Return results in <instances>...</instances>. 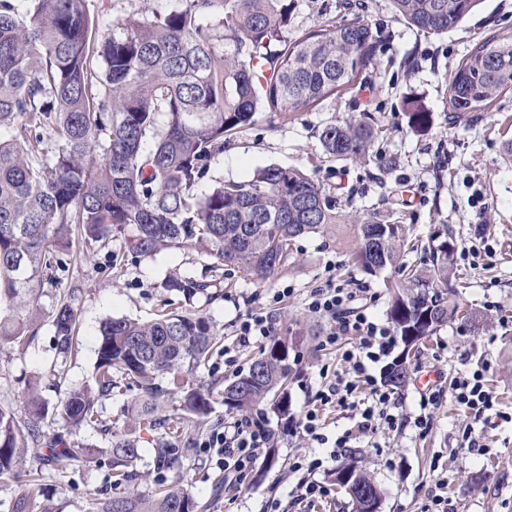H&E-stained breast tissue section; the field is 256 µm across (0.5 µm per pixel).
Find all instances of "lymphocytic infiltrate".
Wrapping results in <instances>:
<instances>
[{"label": "lymphocytic infiltrate", "mask_w": 512, "mask_h": 512, "mask_svg": "<svg viewBox=\"0 0 512 512\" xmlns=\"http://www.w3.org/2000/svg\"><path fill=\"white\" fill-rule=\"evenodd\" d=\"M308 310L321 317L338 318L339 327L326 334L323 343L336 345L341 335L353 334L358 337L357 347L344 349L343 370L329 372L328 368L319 371L322 379L319 399L321 405L335 404L342 408L354 409V425L336 438H328L323 432V423L318 408L308 409L300 423L306 436L318 445L331 446L339 450L359 435L378 430L380 425L394 427L396 418L392 412L391 397L371 385V367L381 355L395 345L389 330L379 324L368 313L366 307L356 305L352 292L326 282L310 295ZM486 367H479L462 377L454 379L448 389H435L422 394L419 401L420 412L414 425L420 434H427L432 427L431 407L442 395H450L452 400L475 420H488L497 413V403L486 384ZM369 387L368 397H361L362 387ZM270 432L262 424L245 420L232 428L213 435L207 448L225 472L237 480L246 479L259 459V451L270 444Z\"/></svg>", "instance_id": "f902f5d3"}]
</instances>
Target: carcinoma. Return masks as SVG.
Returning a JSON list of instances; mask_svg holds the SVG:
<instances>
[{
  "mask_svg": "<svg viewBox=\"0 0 512 512\" xmlns=\"http://www.w3.org/2000/svg\"><path fill=\"white\" fill-rule=\"evenodd\" d=\"M395 18L428 34H446L482 0H390ZM351 16L336 24L295 26V0H181L166 14L133 13L101 25L87 0H0V337L21 341L26 311L45 287H55L59 252L78 238L107 245L127 235L141 255L164 249H200L216 267L265 282L293 258L295 242L344 220L323 185L298 169L268 166L245 182L217 181L203 195L211 160L226 137L245 130L259 112L270 122L311 112L361 84L380 64L383 36L365 13L366 0H337ZM512 94V29L496 28L459 60L447 82L445 107L459 119L488 112ZM404 107L417 132L431 115L417 100ZM379 135L366 122L332 124L320 134L329 156L365 157ZM154 145L146 149L147 137ZM380 219L355 220L353 263L372 274L376 263L395 270L387 317L398 336L410 323L425 325L419 287L443 312L455 252L448 236L429 237L427 260L407 264L404 231L387 223L383 245L371 230ZM167 287L186 301L214 283L172 275ZM57 356L77 344V314L69 300L53 314ZM216 330L204 314L162 309L149 322L112 318L97 348L94 387L73 389L56 407L68 424L98 421L96 398L132 378L138 397L130 421L140 429H165L153 448L157 469L173 473L147 494L130 489L140 458L131 433L112 434L110 487L90 512H194L184 489L187 449L176 444L180 426L157 417L159 402L179 398L182 411L204 426L210 395L189 386L186 374L206 367ZM296 336L278 338L247 370L224 385L229 412L262 406L280 419L291 415L288 378ZM30 412L0 405V481H17L18 467L35 452L38 466L64 477L67 462L90 459L98 448L48 437L40 419L46 404L37 388L26 397ZM28 483L9 512H56Z\"/></svg>",
  "mask_w": 512,
  "mask_h": 512,
  "instance_id": "carcinoma-1",
  "label": "carcinoma"
}]
</instances>
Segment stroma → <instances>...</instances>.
Segmentation results:
<instances>
[{"instance_id":"obj_1","label":"stroma","mask_w":512,"mask_h":512,"mask_svg":"<svg viewBox=\"0 0 512 512\" xmlns=\"http://www.w3.org/2000/svg\"><path fill=\"white\" fill-rule=\"evenodd\" d=\"M366 18L383 33L380 64L366 82L338 100L304 112L287 122L270 124L257 113L246 131L226 142L211 162L210 178L244 182L260 169L276 165L303 171L322 184L336 200L345 223L322 234L297 240L296 261L266 283L244 279L195 251L167 249L151 256L131 252L124 236L105 247L74 245L64 255L59 284L44 289L32 303V332L24 346L0 340V402L21 406L28 385H37L49 404L93 383L96 349L103 322L129 317L154 318L160 304L176 300L165 283L179 274L215 282L213 297L197 296L192 307L211 319L220 333V348L205 369L190 374L191 385L209 389L212 382L233 378L268 343L239 344L235 325L246 313L268 315L275 336L290 332L300 338L290 386L292 422L266 413V424L278 439L274 463L258 460L242 481L226 476L202 444L235 422L220 395L211 398L212 412L204 428L184 422L178 444L189 449V494L199 512H266L279 501V512H352L349 496L332 485L340 464L356 461L382 491V512H421L431 490L441 489L450 512H512V94L499 98L479 119L452 122L444 110V77L479 39L495 28L512 27V0H483L457 27L441 36L418 32L394 17L389 0H369ZM416 56L413 74L401 61ZM416 98L430 110L428 132L410 129L402 110L405 98ZM375 121L381 133L368 157L338 160L326 155L319 140L324 127L348 120ZM397 167L387 168L386 160ZM377 216L404 224L409 239L426 242L449 227L455 245V293L461 307L482 316L472 331L453 320L420 345L411 359L407 385L391 394L398 422L352 440L336 458L326 456L299 427L310 408H318L327 435L353 426L354 413L336 405H319L321 366L342 369V348L356 337H342L338 346L322 347L331 323L308 311L311 293L326 280L351 289L367 303L372 317L387 324L391 272L371 277L349 261L353 243L351 217ZM291 287L292 295L270 303L274 289ZM68 295L79 320V352L61 362L55 350L52 315L61 295ZM489 364L487 386L500 414L472 423L450 397L433 409V426L419 434L413 418L419 411L423 375L435 373L445 387L481 364ZM136 394L125 388L101 398L97 423L68 428L60 416L42 422L45 434L96 448L110 447L113 432L126 425L125 406ZM471 428L476 447H461L464 428ZM320 457L324 465L315 480L330 486L325 498H289L298 476L294 458ZM111 470L107 460L75 461L65 478L46 468L40 483L46 498L61 512H88L95 495L106 492Z\"/></svg>"}]
</instances>
